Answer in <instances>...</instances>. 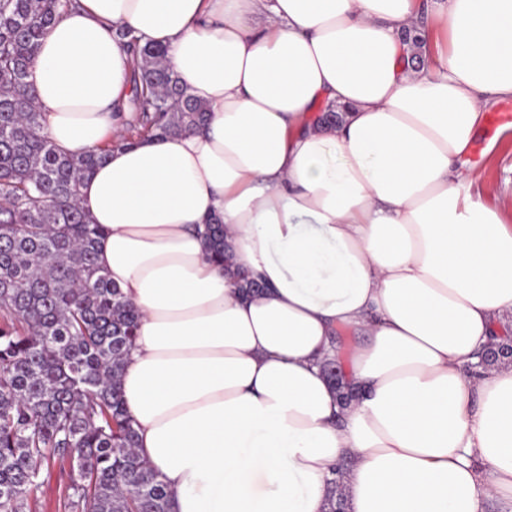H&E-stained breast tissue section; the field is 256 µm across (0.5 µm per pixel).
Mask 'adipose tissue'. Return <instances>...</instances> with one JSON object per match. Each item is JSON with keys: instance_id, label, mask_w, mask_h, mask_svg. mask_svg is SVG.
I'll return each instance as SVG.
<instances>
[{"instance_id": "obj_1", "label": "adipose tissue", "mask_w": 512, "mask_h": 512, "mask_svg": "<svg viewBox=\"0 0 512 512\" xmlns=\"http://www.w3.org/2000/svg\"><path fill=\"white\" fill-rule=\"evenodd\" d=\"M418 7L78 0L47 31L28 81L60 150L109 149L78 204L139 312L122 392L171 512H326L337 468L345 512H512V358L479 357L512 328V226L465 161L512 98V0H438L415 68ZM121 29L165 50L205 127L119 145Z\"/></svg>"}]
</instances>
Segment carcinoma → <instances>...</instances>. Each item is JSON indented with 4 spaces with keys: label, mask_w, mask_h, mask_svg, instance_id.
<instances>
[{
    "label": "carcinoma",
    "mask_w": 512,
    "mask_h": 512,
    "mask_svg": "<svg viewBox=\"0 0 512 512\" xmlns=\"http://www.w3.org/2000/svg\"><path fill=\"white\" fill-rule=\"evenodd\" d=\"M73 2L0 0V512H30L41 469L65 464V512H170L121 388L138 312L96 264L103 229L77 202L107 153L59 150L28 83L47 27ZM141 56L121 144L203 126L207 107L164 50ZM207 248L227 259L224 225L208 226Z\"/></svg>",
    "instance_id": "carcinoma-1"
}]
</instances>
